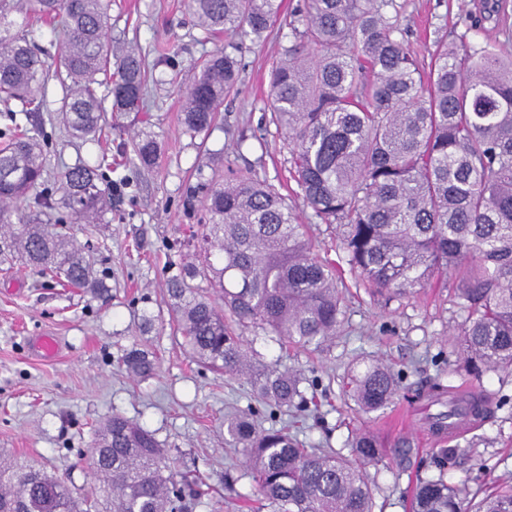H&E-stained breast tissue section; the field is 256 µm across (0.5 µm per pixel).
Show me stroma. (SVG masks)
Instances as JSON below:
<instances>
[{
	"label": "stroma",
	"instance_id": "1",
	"mask_svg": "<svg viewBox=\"0 0 512 512\" xmlns=\"http://www.w3.org/2000/svg\"><path fill=\"white\" fill-rule=\"evenodd\" d=\"M397 3L399 23L422 65H429L440 41L512 49V0ZM111 36L113 54L142 47L146 68L158 77L146 110L161 150L153 167L132 165L138 124L130 113H107L111 130L99 144L55 132L51 167L78 157L92 162L104 152L116 165L112 179L121 191L99 232L73 227L78 243H97V266L107 269L111 289L100 296L65 288L18 261H0V454L43 464L87 492L94 483L86 453L91 434L118 414L152 431L170 448L178 470L200 474L203 496L191 512H251L255 506L274 512L259 505L243 450L225 442L224 416L253 405L251 386L193 360L174 329L168 300V280L186 255L179 241L203 215L199 202L189 201L188 188L197 175L221 166L254 170L287 195L316 253L335 268L343 304L335 337L308 355L245 332L264 361L300 373L317 404L298 418L277 413L262 427L288 428L303 447L343 455L364 428L412 439L409 456L390 448L368 467L373 512H408L417 481L438 474L475 503L492 481L512 479V368L477 379L462 367L459 333L466 313L455 289L428 287L403 297L371 293L351 272L335 227L321 223L302 201L267 102L269 70L280 46L291 43L290 29L273 27L259 41L239 37L238 93L225 98L216 129L202 141L184 134L178 87L165 80L172 68L189 78L193 61L214 48L201 43L181 0H112ZM42 336L57 339L54 357L36 352ZM132 350L153 357L151 375L128 372L124 358ZM375 361L398 374L401 392L385 409L363 414L348 397L347 382L352 371ZM436 382L482 390L492 401L491 417L463 438L430 442L424 429L448 409L447 400L428 396Z\"/></svg>",
	"mask_w": 512,
	"mask_h": 512
}]
</instances>
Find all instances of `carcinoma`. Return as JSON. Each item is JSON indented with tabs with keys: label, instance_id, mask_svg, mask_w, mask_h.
I'll return each instance as SVG.
<instances>
[{
	"label": "carcinoma",
	"instance_id": "obj_1",
	"mask_svg": "<svg viewBox=\"0 0 512 512\" xmlns=\"http://www.w3.org/2000/svg\"><path fill=\"white\" fill-rule=\"evenodd\" d=\"M282 3L184 0V7L203 43L239 34L259 40L277 24L291 30L268 97L303 203L339 228L350 270L380 292L407 296L452 276L467 312L466 369L512 367V54L444 42L425 73L399 27L396 0H300L288 15ZM111 11L112 0H0V103L9 120L0 129V255L87 290L106 284L65 225L98 224L112 210V159L78 157L49 176L52 134L40 118L48 65L33 33L47 25L61 37L57 120L72 138L97 142L105 112L142 110L147 88L139 50L112 57ZM235 49L226 42L192 66L181 109L192 139L210 133L236 90ZM157 155L154 132L139 129L137 165L149 168ZM190 194L204 216L182 242L194 252L169 283L176 330L197 362L254 387L259 406L224 426L244 449L258 493L274 512H372L365 468L382 456L376 437L357 433L347 458L303 448L285 428H258L264 409L306 412L308 399L300 374L263 361L243 340L252 330L284 347L323 346L343 316L335 270L314 255L288 200L258 175L200 176ZM33 212L54 223H30ZM199 278L224 306L195 284ZM125 363L140 376L154 370L138 350ZM398 390L391 368L374 362L351 376L348 393L368 414ZM444 395L438 432L470 410L489 413L480 392L432 388L435 400ZM88 456L98 486L80 498L43 467L0 458V512H182L190 508L185 489L201 496L199 478L176 471L154 434L121 415L98 426ZM410 512H512V485L471 506L443 476L428 477L416 484Z\"/></svg>",
	"mask_w": 512,
	"mask_h": 512
}]
</instances>
